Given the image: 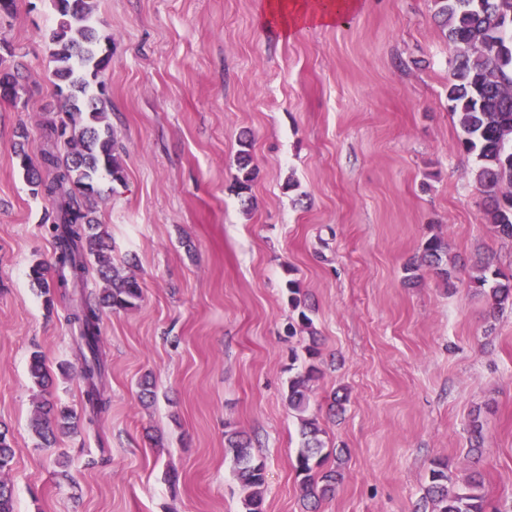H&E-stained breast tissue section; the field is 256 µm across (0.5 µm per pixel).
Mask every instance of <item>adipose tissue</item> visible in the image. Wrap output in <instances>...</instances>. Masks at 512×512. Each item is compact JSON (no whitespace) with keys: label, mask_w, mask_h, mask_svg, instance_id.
<instances>
[{"label":"adipose tissue","mask_w":512,"mask_h":512,"mask_svg":"<svg viewBox=\"0 0 512 512\" xmlns=\"http://www.w3.org/2000/svg\"><path fill=\"white\" fill-rule=\"evenodd\" d=\"M361 6V0H267L266 11L281 35L294 36L303 25H330Z\"/></svg>","instance_id":"adipose-tissue-1"}]
</instances>
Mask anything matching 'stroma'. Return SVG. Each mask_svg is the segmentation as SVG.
<instances>
[{
	"label": "stroma",
	"mask_w": 512,
	"mask_h": 512,
	"mask_svg": "<svg viewBox=\"0 0 512 512\" xmlns=\"http://www.w3.org/2000/svg\"><path fill=\"white\" fill-rule=\"evenodd\" d=\"M265 2L95 0L125 170L97 217L114 262L135 257L143 298L103 311L110 406L54 452L31 429V353L55 400L81 409L83 385L58 370L77 362L68 300L46 306L28 277L54 260L51 205L18 151L37 156L60 106L44 42L56 16L49 0H17L0 24L27 75L20 102L0 100V430L15 451L0 479L15 512H243L230 429L266 464L265 512H304L286 395L313 335L308 413L341 461L319 512H432L439 461L449 489L480 472L489 512H512V310L491 316L469 285L478 258L512 270V238L491 229L474 161L456 148L454 51L434 0H362L290 39L264 24ZM245 137L257 168L247 200L236 185ZM432 237L446 245L442 270L408 282L405 264ZM291 278L314 306L313 334H285ZM146 374L150 405L138 397ZM344 389V412L331 414Z\"/></svg>",
	"instance_id": "1"
}]
</instances>
